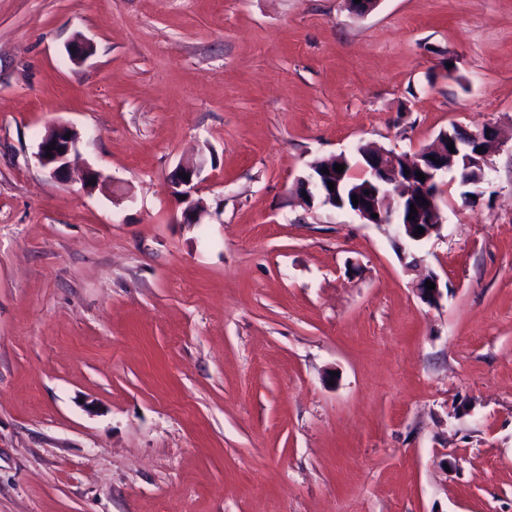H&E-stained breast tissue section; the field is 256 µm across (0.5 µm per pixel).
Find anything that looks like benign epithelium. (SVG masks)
Masks as SVG:
<instances>
[{
    "mask_svg": "<svg viewBox=\"0 0 512 512\" xmlns=\"http://www.w3.org/2000/svg\"><path fill=\"white\" fill-rule=\"evenodd\" d=\"M69 59L80 63L93 53V43L82 38L72 41L67 46ZM79 136L67 124H55L42 136L38 143L36 159L49 176L58 182H66L70 178V157L77 151ZM485 142L488 144V153L484 160L476 161L475 154L471 152L474 144ZM454 144V150L448 145ZM52 150H47V146ZM499 145V132L497 127L487 125L479 131H466L463 136L449 130L438 138V142L431 148H424L414 155H400L389 153L383 149L363 148L358 150L356 162L344 154L331 155L324 159L323 167L328 172H311L306 178L297 181L299 191L305 192L309 202L319 200L321 204L339 210H348L355 214L365 224L385 225L392 231V238L400 248L421 242L439 232L444 224L443 210L440 205L441 182L443 175L452 173L454 179L462 187L470 188L465 198L472 205H477L473 196L477 192L473 188L482 183L487 175L490 153ZM344 166V171L336 172L334 165ZM362 169L366 178L364 185L351 189L345 181L350 176L352 166ZM421 172L425 180L420 181L416 172ZM189 179H183V176ZM200 166L195 162L179 164L169 180V189L173 196H185L186 204L182 212V223L198 224L201 220L202 210L198 203L192 200V194L198 189ZM334 183L335 188L329 189L328 183ZM350 194L358 197V204L347 203L343 196ZM415 207L417 213L410 214V207ZM378 217H372V214ZM413 219H408V216ZM419 227L425 233L417 234ZM435 283V288L429 290L426 281ZM413 290L417 297L430 307L438 305L442 291L438 275L433 272L420 276L413 283Z\"/></svg>",
    "mask_w": 512,
    "mask_h": 512,
    "instance_id": "obj_1",
    "label": "benign epithelium"
}]
</instances>
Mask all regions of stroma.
<instances>
[{
  "label": "stroma",
  "mask_w": 512,
  "mask_h": 512,
  "mask_svg": "<svg viewBox=\"0 0 512 512\" xmlns=\"http://www.w3.org/2000/svg\"><path fill=\"white\" fill-rule=\"evenodd\" d=\"M455 125L508 140L407 251L293 194ZM0 512H512V0H0ZM78 142L79 136L71 126L54 124L39 141L35 157L51 178L58 182H67L71 170L70 157L77 151ZM51 143H54V147L47 151V146H51ZM47 153H51L52 157H47ZM200 166L195 162L180 163L169 180V189L173 196L180 198L184 195L185 199H181L182 203L186 204L182 212V223L185 224H198L201 220L202 210L199 208L198 203L192 200V194L198 189V181L200 175ZM189 174V181H185L183 176ZM426 280H430L435 283V289L427 290L425 286ZM415 291L417 297L425 304L430 307L438 305L441 297L442 291L440 286V280L438 275L433 272L420 276L412 286Z\"/></svg>",
  "instance_id": "35a3bbf8"
}]
</instances>
